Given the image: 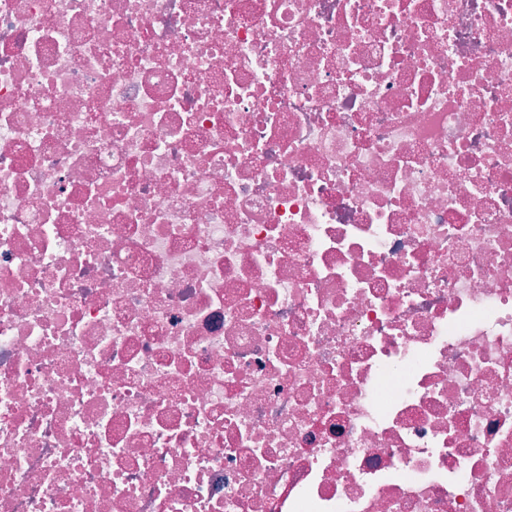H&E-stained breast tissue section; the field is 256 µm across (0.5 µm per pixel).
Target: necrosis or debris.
I'll return each instance as SVG.
<instances>
[{
  "mask_svg": "<svg viewBox=\"0 0 512 512\" xmlns=\"http://www.w3.org/2000/svg\"><path fill=\"white\" fill-rule=\"evenodd\" d=\"M0 512H512V0H0Z\"/></svg>",
  "mask_w": 512,
  "mask_h": 512,
  "instance_id": "obj_1",
  "label": "necrosis or debris"
}]
</instances>
